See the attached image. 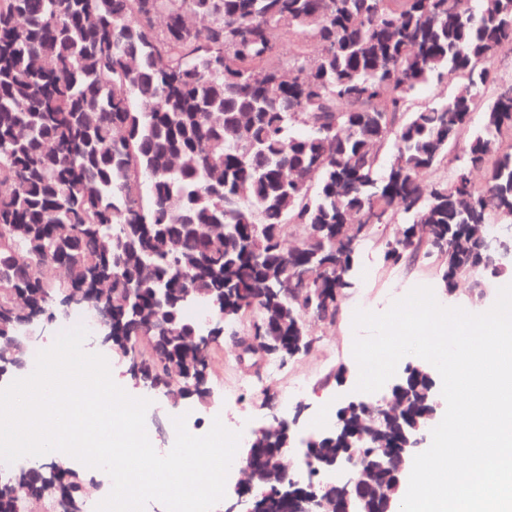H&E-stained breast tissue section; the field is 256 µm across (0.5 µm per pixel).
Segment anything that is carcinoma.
<instances>
[{
    "instance_id": "1",
    "label": "carcinoma",
    "mask_w": 512,
    "mask_h": 512,
    "mask_svg": "<svg viewBox=\"0 0 512 512\" xmlns=\"http://www.w3.org/2000/svg\"><path fill=\"white\" fill-rule=\"evenodd\" d=\"M503 50L512 0H0V377L26 363V321L105 284L130 376L161 390L188 371L204 398L224 327L277 319L282 359L304 335L288 316L300 301L338 316L354 224L399 225L384 261L431 262L455 290L476 229L512 226V83L491 70ZM445 70L462 77L454 92L407 111ZM463 137L452 177L423 180ZM299 227L305 280L277 260ZM511 270L478 269L477 295ZM180 288L224 293L208 340L182 337L198 324ZM406 371L405 411L423 423L425 378ZM348 423L394 443L386 420ZM93 483L49 459L20 467L0 478V512H84Z\"/></svg>"
}]
</instances>
